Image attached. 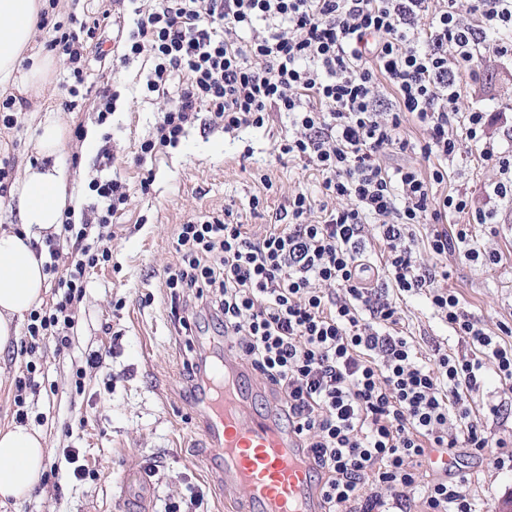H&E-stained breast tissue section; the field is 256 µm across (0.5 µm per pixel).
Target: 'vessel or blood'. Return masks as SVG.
Returning <instances> with one entry per match:
<instances>
[{
    "label": "vessel or blood",
    "instance_id": "1",
    "mask_svg": "<svg viewBox=\"0 0 512 512\" xmlns=\"http://www.w3.org/2000/svg\"><path fill=\"white\" fill-rule=\"evenodd\" d=\"M198 403L205 464L245 512H320L309 459L245 363L225 354L223 367L200 390ZM119 488L134 512H151L154 487L137 470H127Z\"/></svg>",
    "mask_w": 512,
    "mask_h": 512
}]
</instances>
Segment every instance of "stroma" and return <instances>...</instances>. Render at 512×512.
Here are the masks:
<instances>
[{
  "label": "stroma",
  "mask_w": 512,
  "mask_h": 512,
  "mask_svg": "<svg viewBox=\"0 0 512 512\" xmlns=\"http://www.w3.org/2000/svg\"><path fill=\"white\" fill-rule=\"evenodd\" d=\"M49 16L69 25L71 18L99 21L102 49H89L85 80L77 97H69L65 83L70 73L65 57H58L51 81L34 97H21L15 126L0 124V161H9L11 181L19 183L36 158L39 125L53 117L68 130L61 164L69 187L88 204L89 182L98 146L88 145L84 133L97 124L96 105L103 87L112 86L119 99L111 117L110 147L114 166L127 184L126 204L113 218L112 259L90 270L84 298L77 305V325L68 347L47 342L28 356L9 347L0 353V428L13 424L15 381L27 362H35L37 393L28 394L36 430L47 443L48 475L30 497L0 505V512H120L118 482L133 466L154 465L153 512H165L167 503L187 506L191 491L204 493V512H227L224 485L199 462L203 442L192 404V382L183 364L199 356L223 357L224 331L200 319L194 336L176 334L169 323L163 275L175 269L179 224L195 217H223L225 208L238 212L252 231L263 232L269 211L286 204L298 190L318 194V182L301 162L277 159L273 148L284 125L274 121L247 129L237 138L197 123L179 146L157 157L142 156L141 143L149 138L174 95L156 96L144 90L150 63L139 57L121 64L112 55L119 28L129 24L132 6L127 0H53ZM72 108H64L65 99ZM461 107L483 106L491 113L492 128L512 124V62L487 56L475 71L462 77ZM494 162L479 159L469 143L448 165V178L437 194L467 189L476 203L497 208L499 221L475 227L478 244L498 253L496 263L469 261L458 256L447 261L445 282L465 309L489 329L512 321V206L486 195L495 180ZM273 186L265 188L262 179ZM149 189H141L142 180ZM259 198L263 209L250 208ZM405 323L421 345L444 339L452 353H467L466 344L449 335L433 319L420 296L408 297ZM101 350L102 367L86 373L75 386L78 367L88 353ZM75 448L90 477L78 480L69 472L62 451ZM455 474L466 476L467 491L477 512H500L512 499V468H496L488 457L460 448Z\"/></svg>",
  "instance_id": "stroma-1"
}]
</instances>
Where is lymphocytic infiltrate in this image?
I'll use <instances>...</instances> for the list:
<instances>
[{"label":"lymphocytic infiltrate","instance_id":"obj_1","mask_svg":"<svg viewBox=\"0 0 512 512\" xmlns=\"http://www.w3.org/2000/svg\"><path fill=\"white\" fill-rule=\"evenodd\" d=\"M429 3L158 0L134 9L122 41L120 62L152 60L147 92L178 88L143 154L176 147L203 111L231 137L280 117L287 125L279 155L320 177L319 197L296 192L264 233L229 209L180 225V264L164 284L176 331L210 315L277 393L321 476L323 512H381L390 501L402 512L411 490L426 512H474L465 479L428 475L426 461L468 448L503 462L504 440L473 417L467 396L484 389L490 369L501 394L512 393V324L487 332L439 285L450 254L494 262L471 227L496 223L497 213L467 193L439 196L434 188L466 141L497 167L487 195L512 201V155L501 149L512 125L490 136L483 109L460 107L463 69L488 54L512 56V0H469L464 15L458 0L435 12ZM54 32L49 48L67 58L74 97L96 29L79 21ZM410 118L425 132V170L386 162L409 148L401 131ZM89 189L91 218L75 222L65 209L59 234L33 245L49 254L45 270L57 283L52 302L30 312L22 353L35 355L49 341L68 345L88 271L112 258V218L127 200L126 184L116 174ZM452 212L467 221L451 234L443 221ZM423 224L427 261L415 250ZM64 242L71 252L62 271ZM410 295L425 296L434 318L474 354L421 346L404 323Z\"/></svg>","mask_w":512,"mask_h":512}]
</instances>
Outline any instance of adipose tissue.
Listing matches in <instances>:
<instances>
[{
    "mask_svg": "<svg viewBox=\"0 0 512 512\" xmlns=\"http://www.w3.org/2000/svg\"><path fill=\"white\" fill-rule=\"evenodd\" d=\"M41 0H0V86L28 89L43 84L54 57L33 47ZM67 141L65 127L46 120L36 143L39 164L28 166L13 187L19 231L0 232V350L16 341L18 322L44 301L48 274L32 242L56 232L67 205L65 170L57 158ZM46 441L33 428L14 424L0 429V504L22 502L44 471Z\"/></svg>",
    "mask_w": 512,
    "mask_h": 512,
    "instance_id": "ef3b65f1",
    "label": "adipose tissue"
}]
</instances>
